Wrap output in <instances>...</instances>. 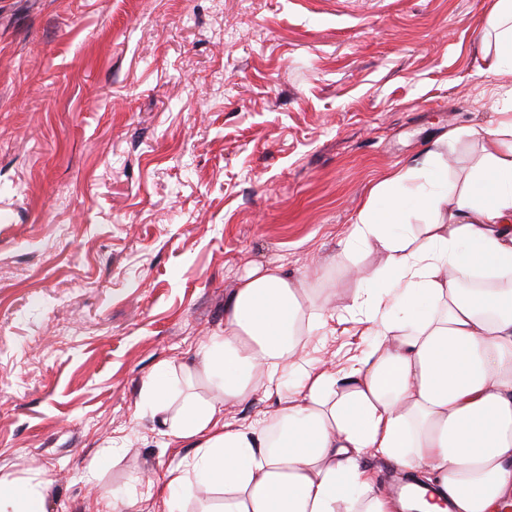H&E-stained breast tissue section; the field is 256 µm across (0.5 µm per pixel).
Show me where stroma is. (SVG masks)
Instances as JSON below:
<instances>
[{
	"label": "stroma",
	"instance_id": "obj_1",
	"mask_svg": "<svg viewBox=\"0 0 512 512\" xmlns=\"http://www.w3.org/2000/svg\"><path fill=\"white\" fill-rule=\"evenodd\" d=\"M490 4L0 0V476L47 485L45 512H167L150 487L194 450L148 382L210 398L196 354L252 267L344 298L384 260L341 246L384 174L435 147L468 174L512 105ZM365 330L301 358L344 369Z\"/></svg>",
	"mask_w": 512,
	"mask_h": 512
}]
</instances>
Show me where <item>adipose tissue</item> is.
Instances as JSON below:
<instances>
[{
    "mask_svg": "<svg viewBox=\"0 0 512 512\" xmlns=\"http://www.w3.org/2000/svg\"><path fill=\"white\" fill-rule=\"evenodd\" d=\"M493 42L486 71L512 65V0L483 19ZM462 185L432 159L390 170L371 190L346 239L377 247L375 271L343 304H317L308 277L256 269L224 309V331L197 354L214 395L170 411L155 378L163 434L195 454L155 485L173 512L201 491L200 512H394L361 468L367 453L426 475L423 512H512V113L482 128ZM431 215L412 236L407 211ZM364 312L375 342L342 373L301 364L313 329ZM295 394L282 396L286 375ZM273 414L248 424L227 406L255 393ZM42 485L0 477V512H45Z\"/></svg>",
    "mask_w": 512,
    "mask_h": 512,
    "instance_id": "adipose-tissue-1",
    "label": "adipose tissue"
}]
</instances>
